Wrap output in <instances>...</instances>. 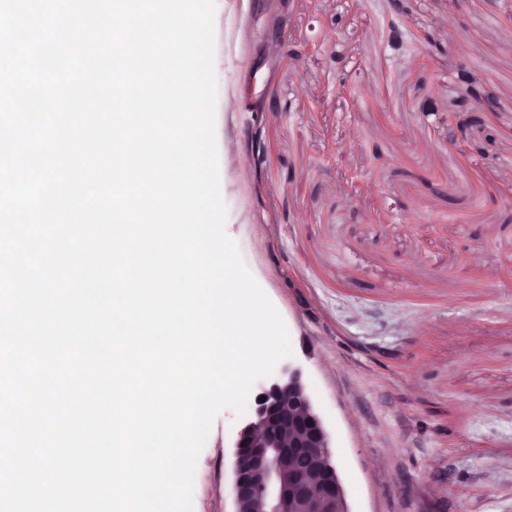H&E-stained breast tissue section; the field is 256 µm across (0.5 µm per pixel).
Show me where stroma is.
Instances as JSON below:
<instances>
[{
    "label": "stroma",
    "mask_w": 512,
    "mask_h": 512,
    "mask_svg": "<svg viewBox=\"0 0 512 512\" xmlns=\"http://www.w3.org/2000/svg\"><path fill=\"white\" fill-rule=\"evenodd\" d=\"M226 234L282 316L352 512H512V0H216ZM277 33L271 46L269 33ZM496 94L493 139L457 113ZM432 101L431 115L423 104ZM223 409L193 512H234ZM455 126L449 130L448 139L451 143H462L469 149H476V144L472 140L474 127L482 124L483 118L472 112L458 113Z\"/></svg>",
    "instance_id": "obj_1"
}]
</instances>
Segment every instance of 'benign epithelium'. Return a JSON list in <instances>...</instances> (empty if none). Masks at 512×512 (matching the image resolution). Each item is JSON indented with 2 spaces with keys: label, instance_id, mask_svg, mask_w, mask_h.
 I'll list each match as a JSON object with an SVG mask.
<instances>
[{
  "label": "benign epithelium",
  "instance_id": "7a95c632",
  "mask_svg": "<svg viewBox=\"0 0 512 512\" xmlns=\"http://www.w3.org/2000/svg\"><path fill=\"white\" fill-rule=\"evenodd\" d=\"M482 122L459 113L449 141L476 149L472 132ZM260 396L234 445V512H254L258 503L265 512H350L331 435L301 370L282 366Z\"/></svg>",
  "mask_w": 512,
  "mask_h": 512
}]
</instances>
